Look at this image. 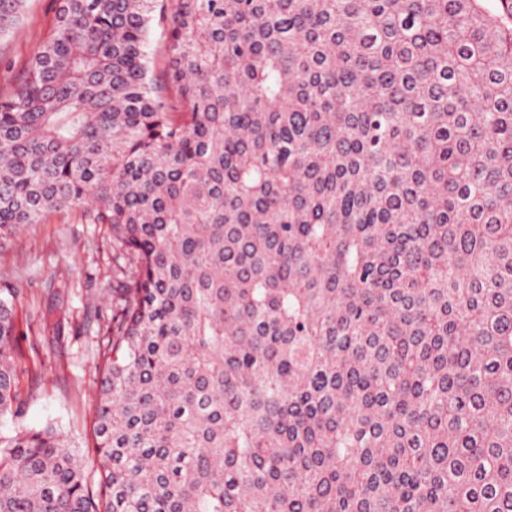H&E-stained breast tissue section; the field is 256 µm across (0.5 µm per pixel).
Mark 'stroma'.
<instances>
[{
  "instance_id": "stroma-1",
  "label": "stroma",
  "mask_w": 512,
  "mask_h": 512,
  "mask_svg": "<svg viewBox=\"0 0 512 512\" xmlns=\"http://www.w3.org/2000/svg\"><path fill=\"white\" fill-rule=\"evenodd\" d=\"M54 0H27L22 21L0 38V91L48 35ZM115 246L107 225L79 211L50 214L0 240V281L16 288L19 416L0 434L54 427L85 448L97 403L104 316L112 309Z\"/></svg>"
}]
</instances>
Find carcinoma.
<instances>
[{
    "label": "carcinoma",
    "instance_id": "obj_1",
    "mask_svg": "<svg viewBox=\"0 0 512 512\" xmlns=\"http://www.w3.org/2000/svg\"><path fill=\"white\" fill-rule=\"evenodd\" d=\"M499 3L55 0L0 93V235L112 228L100 476L51 426L0 436V512H512ZM165 28L158 20H154L148 35L146 52L149 59L155 61L156 71L162 66L165 56Z\"/></svg>",
    "mask_w": 512,
    "mask_h": 512
}]
</instances>
